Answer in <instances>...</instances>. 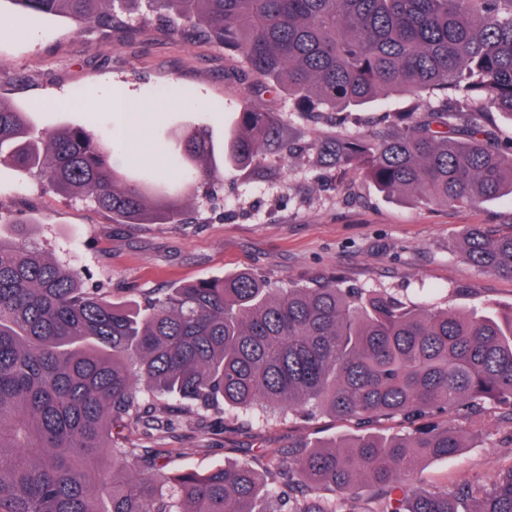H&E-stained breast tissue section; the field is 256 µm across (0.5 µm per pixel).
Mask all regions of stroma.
I'll return each mask as SVG.
<instances>
[{
    "mask_svg": "<svg viewBox=\"0 0 512 512\" xmlns=\"http://www.w3.org/2000/svg\"><path fill=\"white\" fill-rule=\"evenodd\" d=\"M13 0H0V98L27 112L39 131L81 125L103 140L116 139L122 113L111 92L125 94L156 117L144 136L155 154L176 130L209 126L216 146L240 112L279 113L297 151L266 150L260 166L227 172L215 200L187 194L181 169L145 166L123 153L115 162L133 175L185 197L188 223L116 224L110 215L74 196L44 186L38 177L0 165V233L27 223L32 241L78 269L88 286L114 300L145 301L160 289L247 270L280 285L334 274L360 288H380L404 300L471 311L512 307V277L485 274L457 257L462 235L474 225L512 224V200L477 206L428 208L378 192L321 160L314 140L365 135L408 99L388 96L336 124L329 112L303 111L287 94L264 88L239 55L205 40L171 35L143 0L131 5L126 27L110 32L46 17L22 26ZM355 422L323 413L311 418L245 417L183 408L163 439L129 427L136 446L182 448L197 470L234 463L299 437L313 442L359 433ZM455 456L423 462V486L477 481L512 462V435L488 423L467 434Z\"/></svg>",
    "mask_w": 512,
    "mask_h": 512,
    "instance_id": "35a3bbf8",
    "label": "stroma"
}]
</instances>
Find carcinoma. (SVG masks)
<instances>
[{
	"instance_id": "carcinoma-1",
	"label": "carcinoma",
	"mask_w": 512,
	"mask_h": 512,
	"mask_svg": "<svg viewBox=\"0 0 512 512\" xmlns=\"http://www.w3.org/2000/svg\"><path fill=\"white\" fill-rule=\"evenodd\" d=\"M26 19L65 17L106 30L132 0H14ZM169 28L242 55L251 73L310 112L362 109L397 93L428 98L361 137L311 144L380 192L446 208L512 199V0H147ZM296 151L278 114L239 113L217 163L209 131L179 135L172 161L194 195L224 186V168ZM0 165L35 171L117 224H185L176 196L112 162L89 130L35 131L0 101ZM460 257L512 276V227L475 226ZM310 417L365 426L398 418L403 434L364 432L201 473L160 461L182 448H135L129 418L164 433L169 405ZM512 430V309L461 312L407 304L329 277L278 286L236 272L165 290L144 304L87 288L48 257L25 224L0 233V512H512V463L487 485L416 486L425 459L463 447L487 406ZM333 497L325 499L320 490Z\"/></svg>"
}]
</instances>
